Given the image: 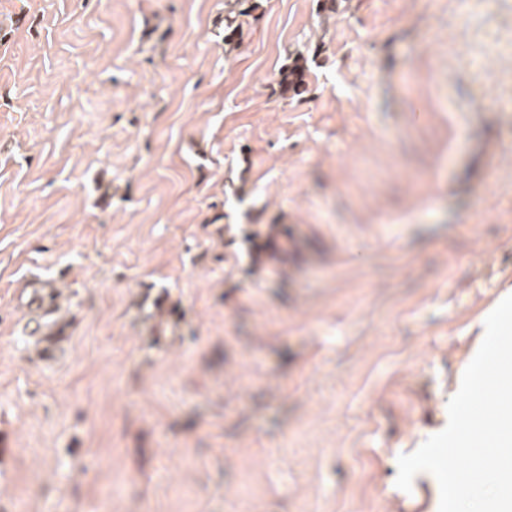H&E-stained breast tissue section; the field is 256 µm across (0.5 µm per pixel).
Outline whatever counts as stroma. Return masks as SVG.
Segmentation results:
<instances>
[{
    "mask_svg": "<svg viewBox=\"0 0 512 512\" xmlns=\"http://www.w3.org/2000/svg\"><path fill=\"white\" fill-rule=\"evenodd\" d=\"M335 2L0 0V512H438L397 458L512 294V0ZM281 84L284 92H300L305 85V68L299 63V59L288 66L286 71H282ZM66 335V328L63 326H55L46 333L42 349L44 360L55 361L60 356L63 346L69 338Z\"/></svg>",
    "mask_w": 512,
    "mask_h": 512,
    "instance_id": "stroma-1",
    "label": "stroma"
}]
</instances>
